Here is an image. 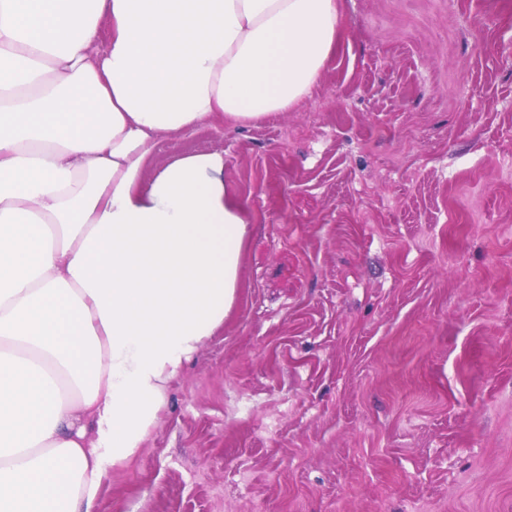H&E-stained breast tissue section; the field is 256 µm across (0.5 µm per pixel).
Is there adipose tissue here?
<instances>
[{"label":"adipose tissue","mask_w":512,"mask_h":512,"mask_svg":"<svg viewBox=\"0 0 512 512\" xmlns=\"http://www.w3.org/2000/svg\"><path fill=\"white\" fill-rule=\"evenodd\" d=\"M342 35L343 0H0V512H95L236 303L224 156L147 181L158 140L288 111Z\"/></svg>","instance_id":"adipose-tissue-1"}]
</instances>
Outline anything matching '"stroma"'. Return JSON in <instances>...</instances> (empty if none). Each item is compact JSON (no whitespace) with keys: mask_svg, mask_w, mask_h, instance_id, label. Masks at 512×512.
<instances>
[{"mask_svg":"<svg viewBox=\"0 0 512 512\" xmlns=\"http://www.w3.org/2000/svg\"><path fill=\"white\" fill-rule=\"evenodd\" d=\"M310 96L163 139L251 218L96 512H512V0H344Z\"/></svg>","mask_w":512,"mask_h":512,"instance_id":"obj_1","label":"stroma"}]
</instances>
